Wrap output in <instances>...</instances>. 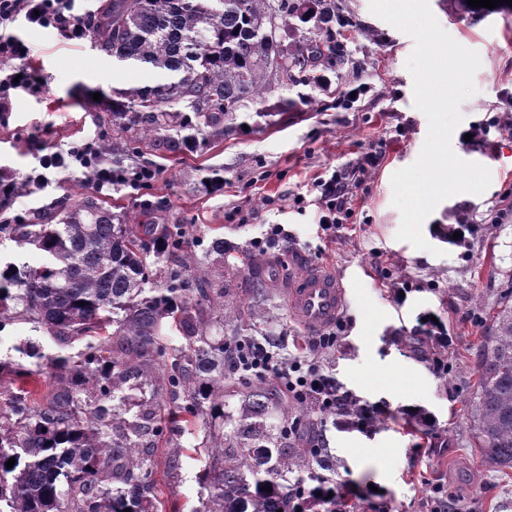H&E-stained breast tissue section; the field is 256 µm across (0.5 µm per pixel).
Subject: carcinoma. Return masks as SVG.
<instances>
[{
	"mask_svg": "<svg viewBox=\"0 0 512 512\" xmlns=\"http://www.w3.org/2000/svg\"><path fill=\"white\" fill-rule=\"evenodd\" d=\"M294 17L307 35L284 45L276 20ZM335 20L330 0H105L93 17L94 43L166 82L114 91L112 123L124 137L101 141L102 154L117 146L140 156L145 147L179 154L206 146L270 90L269 78L282 87L318 84L319 69L344 64ZM60 209L57 224H0L1 235L44 258L0 273V328L28 321L63 349L82 345L74 356L51 357L27 342L28 363L0 361V512H158L155 452L166 444L173 468L183 450L163 425L167 415L179 417L180 429L201 421L206 431L208 495L193 512H295L288 475L334 480V470L318 473V455L288 436V420L308 403L288 400L281 385L252 371L241 347L262 342L272 350L282 341L223 337L218 314L227 308L271 319L258 306L266 288L261 259L241 253L255 283L244 305L206 264L224 255V238H212L198 256L185 250L179 224L117 222L75 193ZM160 239L167 248L150 262ZM170 322L185 341L179 348L164 341ZM227 347L240 348L236 369L226 368ZM478 373L466 404L474 447L483 463L512 469L508 300L484 337ZM236 374L253 384L226 413L224 379ZM40 378L50 379L44 393L13 385Z\"/></svg>",
	"mask_w": 512,
	"mask_h": 512,
	"instance_id": "cac0c4a2",
	"label": "carcinoma"
}]
</instances>
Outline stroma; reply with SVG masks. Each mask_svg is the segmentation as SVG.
I'll return each mask as SVG.
<instances>
[{"label": "stroma", "mask_w": 512, "mask_h": 512, "mask_svg": "<svg viewBox=\"0 0 512 512\" xmlns=\"http://www.w3.org/2000/svg\"><path fill=\"white\" fill-rule=\"evenodd\" d=\"M331 5L345 62L322 71L320 86L272 87L248 104L247 127H231L223 141L178 155L156 153L159 175L150 188L101 192L90 171L78 167L57 174L46 190L23 192L5 213L24 215L30 224L58 223L59 203L71 188L104 200L123 217L150 208L158 223L186 225L188 249L197 254L211 237L223 236L233 251H249L268 264L265 301L278 318L257 322L256 331L285 341L278 355L284 362L310 356L312 338L290 316L281 290L289 248L333 267L348 290L346 328L336 348L311 356L345 390L394 409L372 434L319 422L336 476L348 483L360 512H372L376 488L393 512H424L438 485L460 498L464 512H512V469L482 464L464 418L491 317L512 296V215H497L502 196L512 191V134L495 125L512 115V14L476 18L451 12L448 0H429L441 27L480 56L478 92L461 104L460 127L485 124L489 131L476 144L455 137L451 146L459 158L489 168L491 184L482 194H458L436 206L422 226L430 245L425 251L398 239L401 214L391 187L392 175L417 160L428 130L406 68L414 42L372 14L369 0ZM14 31L31 46L43 90L17 93L11 112L0 118L1 175L23 178L42 155L103 132L118 138L107 110L113 89L159 80L151 70L117 65L91 43L71 45L56 31L21 22ZM356 87L360 96L345 98V90ZM300 93L308 103L285 108ZM266 112L276 113L274 123H264ZM370 151L380 155L379 165L363 173L335 234H324L318 208L305 202L314 180L348 172ZM205 169L219 170L223 184H204ZM462 217L480 226L466 248L447 239L449 224ZM274 224L283 225L284 235L270 237ZM400 288L405 295L399 300ZM426 313L453 338L442 377L427 363L435 345H413ZM28 337L44 353L58 354L43 330L16 323L0 330V359H18L16 347ZM402 405L420 407L436 422L438 436L423 457L411 455L422 436L396 415ZM167 460L166 449H159L155 479L164 510L191 512L207 495L203 465L190 452L177 469Z\"/></svg>", "instance_id": "obj_1"}]
</instances>
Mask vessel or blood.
I'll use <instances>...</instances> for the list:
<instances>
[{
	"label": "vessel or blood",
	"instance_id": "vessel-or-blood-1",
	"mask_svg": "<svg viewBox=\"0 0 512 512\" xmlns=\"http://www.w3.org/2000/svg\"><path fill=\"white\" fill-rule=\"evenodd\" d=\"M288 262L301 269L300 274L289 277L284 290L291 317L311 332L334 325L348 305L340 276L329 266L309 261L297 249L289 250Z\"/></svg>",
	"mask_w": 512,
	"mask_h": 512
}]
</instances>
